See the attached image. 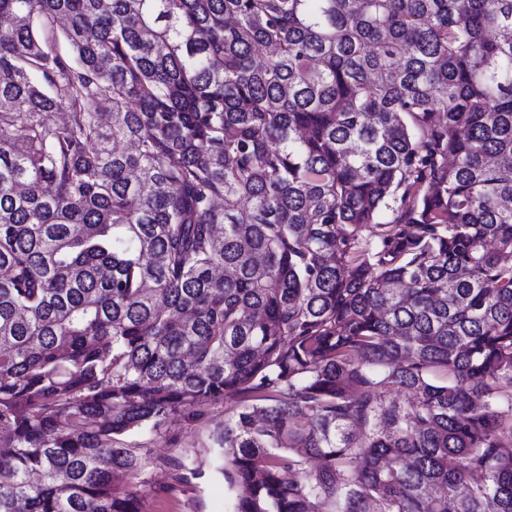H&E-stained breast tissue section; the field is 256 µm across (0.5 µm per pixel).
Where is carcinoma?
Here are the masks:
<instances>
[{"label":"carcinoma","mask_w":512,"mask_h":512,"mask_svg":"<svg viewBox=\"0 0 512 512\" xmlns=\"http://www.w3.org/2000/svg\"><path fill=\"white\" fill-rule=\"evenodd\" d=\"M0 15V512H512V0ZM227 404L210 406L199 420L171 416L158 433L146 428L124 438L125 443L145 461L135 478L129 480L141 492L142 512H232L236 490L230 489L217 470V451L211 441L213 430L224 423ZM182 461V473L188 479H175V471L166 463ZM188 469L201 471L199 478ZM162 476V479H158Z\"/></svg>","instance_id":"carcinoma-1"}]
</instances>
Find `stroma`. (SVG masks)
Instances as JSON below:
<instances>
[{
	"label": "stroma",
	"mask_w": 512,
	"mask_h": 512,
	"mask_svg": "<svg viewBox=\"0 0 512 512\" xmlns=\"http://www.w3.org/2000/svg\"><path fill=\"white\" fill-rule=\"evenodd\" d=\"M226 404L208 408L205 416L189 420L171 416L160 431L143 429L126 437L145 465L134 479L142 498V512H233L236 492L218 471L213 430L224 421ZM182 461L193 474L179 481L170 460Z\"/></svg>",
	"instance_id": "stroma-1"
}]
</instances>
